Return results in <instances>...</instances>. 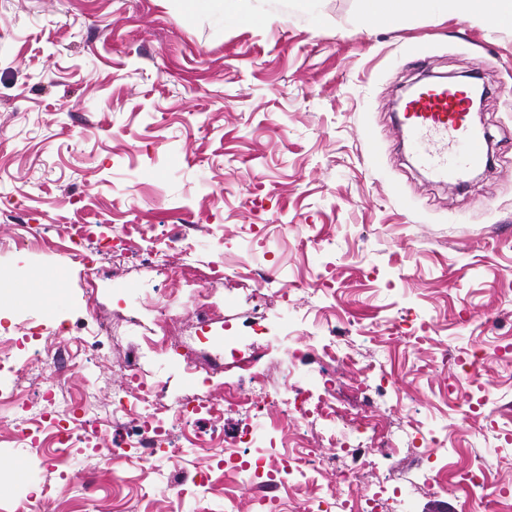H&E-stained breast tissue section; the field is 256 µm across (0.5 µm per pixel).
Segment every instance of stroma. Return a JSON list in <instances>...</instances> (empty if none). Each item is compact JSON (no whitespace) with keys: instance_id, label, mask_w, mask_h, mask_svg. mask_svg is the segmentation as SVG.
<instances>
[{"instance_id":"obj_1","label":"stroma","mask_w":512,"mask_h":512,"mask_svg":"<svg viewBox=\"0 0 512 512\" xmlns=\"http://www.w3.org/2000/svg\"><path fill=\"white\" fill-rule=\"evenodd\" d=\"M470 73L489 88L481 118L492 163L458 189L413 162L394 135L396 104L409 83ZM17 224L39 225L51 248L16 249ZM70 224L104 237L125 224L153 232L135 241L141 258L116 269L104 257L100 277L64 249ZM179 224L197 227L196 261L171 295L143 256ZM253 226L265 247L247 253L240 235ZM218 261L278 268L264 312L279 344L259 363L271 387L324 370L310 347L288 358L295 315L301 335L331 320L357 360L392 371L376 393L345 365L334 372L349 416L371 404L382 413L370 482L412 488L411 512H489L465 492L417 488L427 453L390 435L443 430L447 482L479 456L488 483L512 493V26L441 12L365 24L360 0H248L241 15L222 0H0V339L53 315L87 341L64 379L42 342L0 384L35 402L50 386L89 390L108 418L126 356L158 332L149 300L170 302L169 333L188 341L192 291ZM33 276L57 288L53 301L16 296ZM214 302L213 345L249 344L246 290ZM100 323L108 335H96ZM144 367L163 401L195 396L179 365L151 357ZM452 396L474 412L456 414ZM13 417L0 406V512H118L134 496L142 512H225L223 493L202 502L166 492L216 458L113 463L110 449L135 434L125 424L54 465L15 438ZM89 474L101 486L93 497Z\"/></svg>"}]
</instances>
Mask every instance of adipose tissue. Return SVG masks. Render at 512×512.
Listing matches in <instances>:
<instances>
[{
    "mask_svg": "<svg viewBox=\"0 0 512 512\" xmlns=\"http://www.w3.org/2000/svg\"><path fill=\"white\" fill-rule=\"evenodd\" d=\"M365 20L392 26L406 11H426L440 5L459 16L478 15L495 25L512 26V0H360Z\"/></svg>",
    "mask_w": 512,
    "mask_h": 512,
    "instance_id": "ef3b65f1",
    "label": "adipose tissue"
}]
</instances>
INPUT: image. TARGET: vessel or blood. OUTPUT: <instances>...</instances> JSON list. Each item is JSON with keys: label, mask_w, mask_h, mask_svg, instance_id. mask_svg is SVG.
Returning a JSON list of instances; mask_svg holds the SVG:
<instances>
[{"label": "vessel or blood", "mask_w": 512, "mask_h": 512, "mask_svg": "<svg viewBox=\"0 0 512 512\" xmlns=\"http://www.w3.org/2000/svg\"><path fill=\"white\" fill-rule=\"evenodd\" d=\"M403 124L418 164L439 179L457 178L489 161L485 139L469 125L461 91L445 85L423 89L407 102Z\"/></svg>", "instance_id": "1"}]
</instances>
